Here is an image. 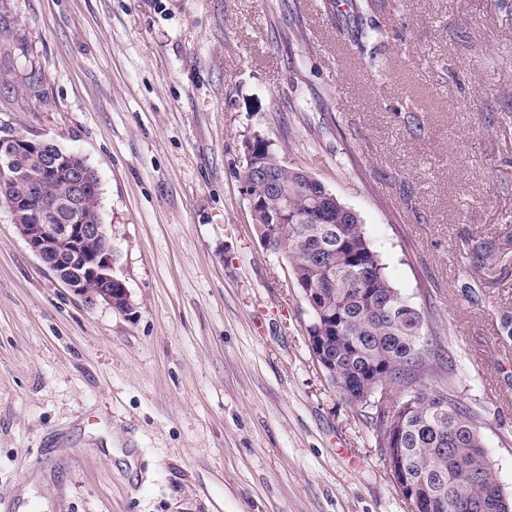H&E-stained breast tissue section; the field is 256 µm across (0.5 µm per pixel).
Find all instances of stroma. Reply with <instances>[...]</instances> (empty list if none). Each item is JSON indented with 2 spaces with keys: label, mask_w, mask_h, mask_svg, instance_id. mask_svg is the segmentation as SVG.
Listing matches in <instances>:
<instances>
[{
  "label": "stroma",
  "mask_w": 512,
  "mask_h": 512,
  "mask_svg": "<svg viewBox=\"0 0 512 512\" xmlns=\"http://www.w3.org/2000/svg\"><path fill=\"white\" fill-rule=\"evenodd\" d=\"M373 20L361 53L351 0L0 7V136L96 170L133 305L74 296L0 205V512H412L251 226L256 133L430 304L512 497V0H383Z\"/></svg>",
  "instance_id": "stroma-1"
}]
</instances>
